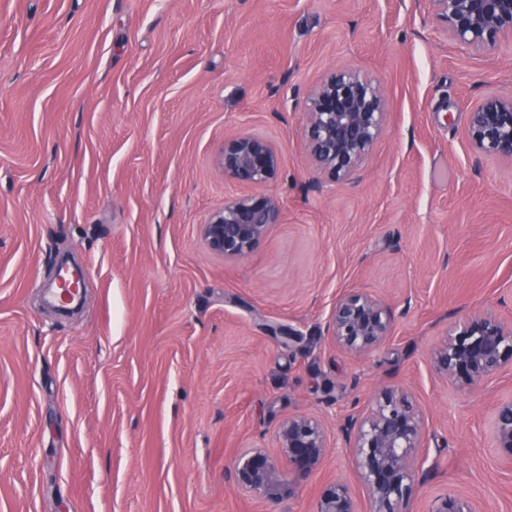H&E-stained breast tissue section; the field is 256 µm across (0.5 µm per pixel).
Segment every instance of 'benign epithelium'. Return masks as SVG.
Instances as JSON below:
<instances>
[{"instance_id": "1", "label": "benign epithelium", "mask_w": 512, "mask_h": 512, "mask_svg": "<svg viewBox=\"0 0 512 512\" xmlns=\"http://www.w3.org/2000/svg\"><path fill=\"white\" fill-rule=\"evenodd\" d=\"M446 23L448 36L478 53L512 40V0H431ZM304 136L314 170L348 180L361 169L380 141L388 112L382 88L368 74L338 67L306 95ZM469 138L482 156L512 161V97H488L470 112ZM224 177L247 187L273 181L280 166L276 147L254 134L224 138L220 157ZM280 203L272 195L247 193L213 212L199 225L208 249L226 260L248 257L279 223ZM390 310L376 298L358 292L340 296L326 321L327 335L360 357L392 335ZM512 360V322L490 312L457 321L432 352L445 379L470 388L481 386ZM343 436L367 490L368 512H406L416 482L426 475L421 455L425 424L411 394L382 387L369 409L349 417ZM492 434L498 454L512 461V399L493 408ZM329 440L323 424L308 415L285 420L278 432L279 457L288 474L304 476L322 463ZM234 484L243 491L272 498L283 486L276 460L261 448L241 452L234 464ZM316 512H362L351 487L334 482L324 491ZM432 512H479L462 496L439 498Z\"/></svg>"}]
</instances>
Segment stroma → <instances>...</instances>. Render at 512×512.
Wrapping results in <instances>:
<instances>
[{"instance_id":"35a3bbf8","label":"stroma","mask_w":512,"mask_h":512,"mask_svg":"<svg viewBox=\"0 0 512 512\" xmlns=\"http://www.w3.org/2000/svg\"><path fill=\"white\" fill-rule=\"evenodd\" d=\"M339 66L389 103L352 181L304 148L305 96ZM491 96H512V41L479 54L430 0H0V512H315L355 477L344 417L387 384L428 424L409 512H512L491 429L512 370L473 389L430 359L466 315L512 321V162L468 135ZM236 133L277 148L281 219L227 261L198 227L243 192L219 163ZM67 255L73 317L44 300ZM347 291L393 315L359 358L325 331ZM294 414L330 432L320 469L235 489ZM232 478L241 490L267 498L276 496L284 484L276 460L262 448L241 452L234 464ZM477 505L469 498L445 495L439 498L432 512H477Z\"/></svg>"}]
</instances>
